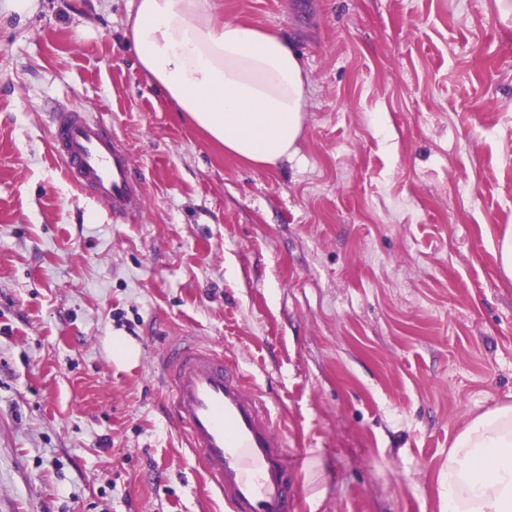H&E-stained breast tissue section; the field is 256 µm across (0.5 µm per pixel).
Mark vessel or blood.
<instances>
[{
  "label": "vessel or blood",
  "instance_id": "vessel-or-blood-1",
  "mask_svg": "<svg viewBox=\"0 0 512 512\" xmlns=\"http://www.w3.org/2000/svg\"><path fill=\"white\" fill-rule=\"evenodd\" d=\"M51 147L66 175L115 219L138 215L147 190L132 172L120 137L77 107L55 112ZM161 376L173 419L199 453L228 512H295L301 471L288 462L283 431L236 361L179 340L164 350Z\"/></svg>",
  "mask_w": 512,
  "mask_h": 512
}]
</instances>
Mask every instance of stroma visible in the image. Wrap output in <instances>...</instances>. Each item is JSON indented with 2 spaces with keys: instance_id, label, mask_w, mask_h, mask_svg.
<instances>
[{
  "instance_id": "stroma-1",
  "label": "stroma",
  "mask_w": 512,
  "mask_h": 512,
  "mask_svg": "<svg viewBox=\"0 0 512 512\" xmlns=\"http://www.w3.org/2000/svg\"><path fill=\"white\" fill-rule=\"evenodd\" d=\"M131 4L0 0V512H226L167 409L180 337L265 396L298 512H443L451 440L512 404V0H218L310 79L270 168L170 107ZM70 105L127 145L132 223L52 154Z\"/></svg>"
}]
</instances>
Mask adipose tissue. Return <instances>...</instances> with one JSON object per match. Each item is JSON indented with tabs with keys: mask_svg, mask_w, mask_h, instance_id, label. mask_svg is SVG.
Segmentation results:
<instances>
[{
	"mask_svg": "<svg viewBox=\"0 0 512 512\" xmlns=\"http://www.w3.org/2000/svg\"><path fill=\"white\" fill-rule=\"evenodd\" d=\"M168 104L257 168L294 154L308 79L279 32L224 20L214 0H134L124 31ZM448 512H512V404L468 421L448 449Z\"/></svg>",
	"mask_w": 512,
	"mask_h": 512,
	"instance_id": "1",
	"label": "adipose tissue"
}]
</instances>
